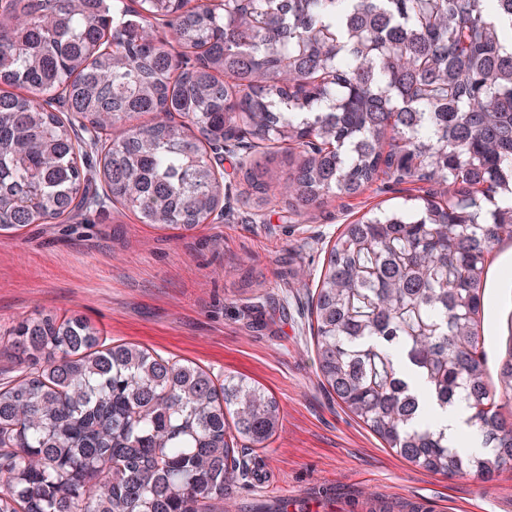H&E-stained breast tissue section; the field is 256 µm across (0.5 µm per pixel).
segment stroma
I'll list each match as a JSON object with an SVG mask.
<instances>
[{
  "mask_svg": "<svg viewBox=\"0 0 512 512\" xmlns=\"http://www.w3.org/2000/svg\"><path fill=\"white\" fill-rule=\"evenodd\" d=\"M417 185L371 188L267 223L230 195L223 215L183 232L139 223L119 207L66 223L31 224L0 237V336L43 310L79 314L103 338L132 342L214 375H243L277 400L283 427L268 447L248 451L252 473L214 512H254L266 485L287 488L299 512H349L371 501L409 512H512V470L486 481L445 476L399 458L321 387L309 315L329 248L345 224L390 210ZM512 240L487 256L490 309L481 317L489 379L512 350Z\"/></svg>",
  "mask_w": 512,
  "mask_h": 512,
  "instance_id": "35a3bbf8",
  "label": "stroma"
}]
</instances>
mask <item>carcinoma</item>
Listing matches in <instances>:
<instances>
[{
    "label": "carcinoma",
    "mask_w": 512,
    "mask_h": 512,
    "mask_svg": "<svg viewBox=\"0 0 512 512\" xmlns=\"http://www.w3.org/2000/svg\"><path fill=\"white\" fill-rule=\"evenodd\" d=\"M137 2L0 4V234L116 204L191 231L234 183L254 219L283 204L299 222L378 181L432 182L328 251L316 374L418 468L511 470L512 352L491 387L478 324L512 205L477 218L512 197V0ZM275 144L295 157L285 178L256 156ZM7 345L27 369L0 390V512H212L249 474L234 441L265 448L282 426L254 381L218 386L79 315L23 317ZM456 401L484 451L427 420Z\"/></svg>",
    "instance_id": "cac0c4a2"
}]
</instances>
